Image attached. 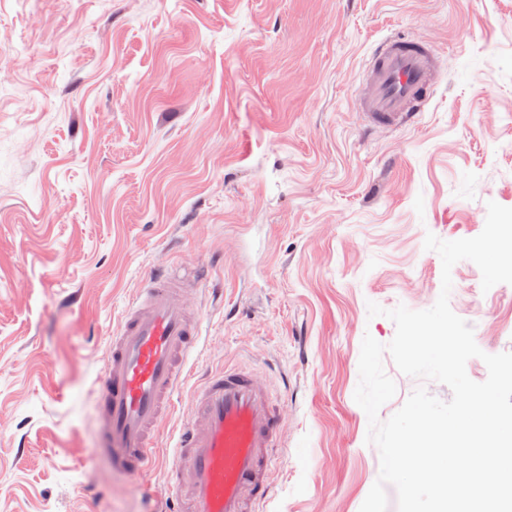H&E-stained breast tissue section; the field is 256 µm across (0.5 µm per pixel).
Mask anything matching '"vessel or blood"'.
Wrapping results in <instances>:
<instances>
[{"label":"vessel or blood","instance_id":"vessel-or-blood-1","mask_svg":"<svg viewBox=\"0 0 512 512\" xmlns=\"http://www.w3.org/2000/svg\"><path fill=\"white\" fill-rule=\"evenodd\" d=\"M437 68L427 43L377 45L365 71L360 110L372 125L407 126L424 112ZM195 290L165 270L143 282L113 334L98 406L101 447L137 473L150 465L160 423L174 404L201 334ZM190 423L174 451L180 512H253L270 489L281 405L265 379L245 367L209 372L193 396Z\"/></svg>","mask_w":512,"mask_h":512}]
</instances>
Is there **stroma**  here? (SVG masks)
I'll use <instances>...</instances> for the list:
<instances>
[{
	"label": "stroma",
	"instance_id": "obj_1",
	"mask_svg": "<svg viewBox=\"0 0 512 512\" xmlns=\"http://www.w3.org/2000/svg\"><path fill=\"white\" fill-rule=\"evenodd\" d=\"M390 36L433 43L432 99L399 130L353 103ZM512 208V0H0V512H176V438L205 372L283 404L256 512H360L380 474L355 402L364 335L442 289L426 234ZM207 269L202 336L152 463L95 454L97 380L137 287ZM452 311L512 352V285L451 272ZM384 308L369 317L368 303ZM387 420L417 388L401 373Z\"/></svg>",
	"mask_w": 512,
	"mask_h": 512
}]
</instances>
